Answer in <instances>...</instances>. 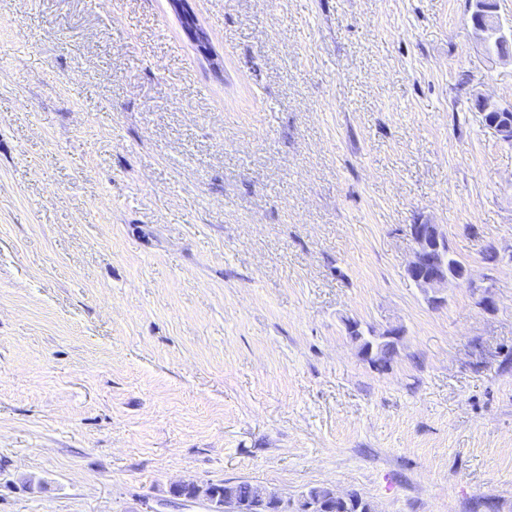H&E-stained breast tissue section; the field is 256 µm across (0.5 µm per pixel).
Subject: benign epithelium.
<instances>
[{"label": "benign epithelium", "instance_id": "7a95c632", "mask_svg": "<svg viewBox=\"0 0 512 512\" xmlns=\"http://www.w3.org/2000/svg\"><path fill=\"white\" fill-rule=\"evenodd\" d=\"M473 28L479 34L491 60L512 61V54L498 51V47L512 43V25L506 27L497 14V5L492 0H474ZM413 243L407 275L425 293L431 295V302H439L436 293L453 282L473 284L471 273L460 265L453 275H448L444 254L448 252V237L438 224H412L409 227ZM193 490L190 500H203L209 512H242V504L226 493L220 499L214 496L210 484L183 482L174 490L183 487ZM252 508L257 512H320L324 504L314 502L302 495L288 499L261 485L252 486Z\"/></svg>", "mask_w": 512, "mask_h": 512}]
</instances>
